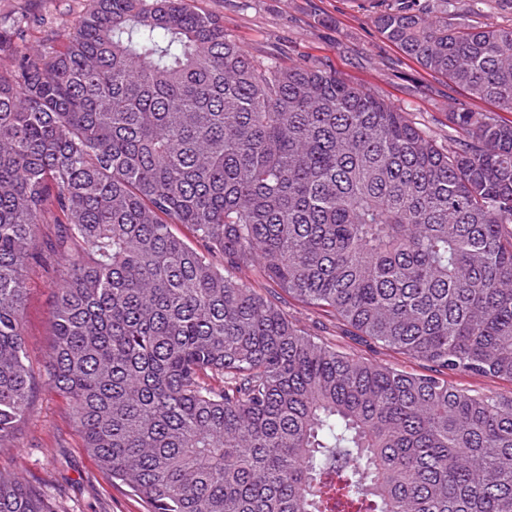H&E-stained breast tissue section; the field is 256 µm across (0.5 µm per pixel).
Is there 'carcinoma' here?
I'll list each match as a JSON object with an SVG mask.
<instances>
[{
	"label": "carcinoma",
	"mask_w": 512,
	"mask_h": 512,
	"mask_svg": "<svg viewBox=\"0 0 512 512\" xmlns=\"http://www.w3.org/2000/svg\"><path fill=\"white\" fill-rule=\"evenodd\" d=\"M455 4L381 0L376 26L512 112V26ZM39 261L49 380L148 512H512V395L448 381L512 382V121L454 112L440 144L188 0H94L0 72V448L32 408ZM242 268L428 372L317 340ZM0 512L59 508L0 471ZM448 381L482 393L493 392L507 396L512 392L510 382L491 377L449 374Z\"/></svg>",
	"instance_id": "cac0c4a2"
}]
</instances>
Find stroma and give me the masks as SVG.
<instances>
[{"mask_svg": "<svg viewBox=\"0 0 512 512\" xmlns=\"http://www.w3.org/2000/svg\"><path fill=\"white\" fill-rule=\"evenodd\" d=\"M191 6L223 17L224 29L258 57L309 64L334 71L410 112L419 126L445 142L448 114L464 106L488 110V103L428 74L386 41L374 24V0H190ZM93 0H0V31L14 32L17 54L36 50L59 30L72 28ZM239 278L275 298L297 321L337 350L406 371L421 363L348 336L334 317L288 298L249 270ZM53 280L42 267L29 271L23 305L25 348L35 374L32 412L19 426L15 445L0 450V469L25 477L57 502L61 512H147L125 488L110 484L78 437L67 400L45 374L50 339Z\"/></svg>", "mask_w": 512, "mask_h": 512, "instance_id": "1", "label": "stroma"}]
</instances>
